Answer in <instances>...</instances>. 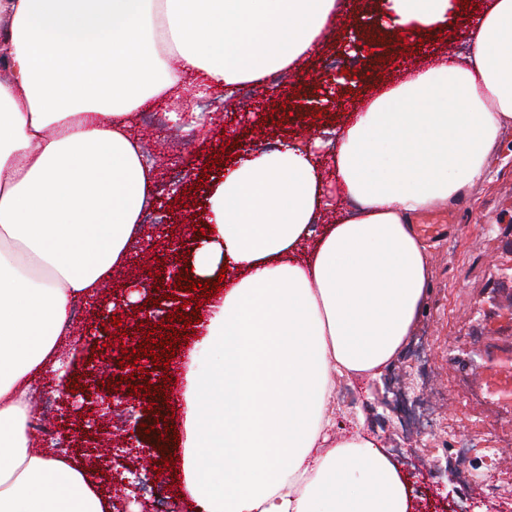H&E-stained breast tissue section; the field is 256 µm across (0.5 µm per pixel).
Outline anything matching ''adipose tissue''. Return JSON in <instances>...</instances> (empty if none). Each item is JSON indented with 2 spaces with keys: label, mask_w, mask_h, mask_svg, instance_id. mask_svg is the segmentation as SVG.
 Here are the masks:
<instances>
[{
  "label": "adipose tissue",
  "mask_w": 512,
  "mask_h": 512,
  "mask_svg": "<svg viewBox=\"0 0 512 512\" xmlns=\"http://www.w3.org/2000/svg\"><path fill=\"white\" fill-rule=\"evenodd\" d=\"M388 3L412 35L450 7ZM343 6L0 0V512H112L93 471L37 447L29 421L73 304L128 263L155 200L139 112L298 71ZM469 35L467 63L378 88L328 164L300 142L258 148L213 184L217 224L191 265L224 291L200 325L210 363L183 368L182 472L200 512H413L363 414L337 426L336 386L394 364L431 277L413 219L462 197L512 128V0H489Z\"/></svg>",
  "instance_id": "ef3b65f1"
}]
</instances>
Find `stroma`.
<instances>
[{"label": "stroma", "mask_w": 512, "mask_h": 512, "mask_svg": "<svg viewBox=\"0 0 512 512\" xmlns=\"http://www.w3.org/2000/svg\"><path fill=\"white\" fill-rule=\"evenodd\" d=\"M487 0H456L448 12L445 31L424 33L421 39L398 46L383 43L377 59L347 49L353 33L367 17L386 29L395 28L385 0H348L327 42L304 60V79L274 75L283 99L302 106L323 103L328 88L341 100L323 114L300 112L284 116L275 112L265 96L266 86H244L224 101L190 98L189 107L202 111L201 125L186 134L167 120L142 125L143 148L157 171L158 199L144 224H167L180 240L200 243L206 226L216 216L209 204L197 207L196 221L178 212L183 190L230 171L241 146L276 149L294 140L314 142L324 131L337 130L358 102L377 86L399 81L406 69L432 59L468 55L470 44L457 35L456 25L475 19ZM221 156L222 167L211 165ZM422 224H439L440 233L427 236L432 267L427 307L410 341L389 372L387 380L371 387L356 385L342 402L346 416L363 412L367 425L389 449L405 477L420 512H512V496L474 493L464 484L449 487L445 467L457 463L451 452L462 441L471 460H481L484 448L499 453L486 471L489 483H512V402L492 397L483 377L493 359L512 356V237L499 227L512 224V129L506 130L489 169L457 202L421 213ZM175 254L163 241L142 240L133 260L111 281L122 291L125 303L116 312L123 328L150 320L143 312L149 301L158 265H174ZM170 384L157 387L154 406L168 421L165 436L175 464L156 473L152 449L131 445L134 425L146 415L138 397L104 404L96 411L97 443L106 444L117 478L137 488L136 499L113 501V512H194L195 504L179 478L177 459L182 456V374L177 365L168 370ZM35 411L54 417L65 440L60 452L80 461L82 451L73 435L80 418L65 409L55 376L42 377L32 399Z\"/></svg>", "instance_id": "1"}]
</instances>
